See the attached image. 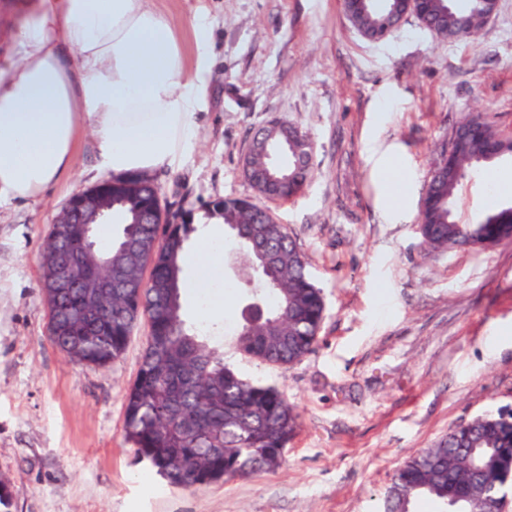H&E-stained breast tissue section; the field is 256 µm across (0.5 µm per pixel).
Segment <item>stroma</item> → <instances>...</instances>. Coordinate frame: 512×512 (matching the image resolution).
Segmentation results:
<instances>
[{
  "label": "stroma",
  "instance_id": "1",
  "mask_svg": "<svg viewBox=\"0 0 512 512\" xmlns=\"http://www.w3.org/2000/svg\"><path fill=\"white\" fill-rule=\"evenodd\" d=\"M184 32L203 15L213 57L198 136L153 181L167 210L201 216L217 197H250L241 159L272 120L312 139L304 191L269 202L309 261L325 315L314 350L288 366L234 349L244 283L182 290L189 320L242 375L300 415L275 471L183 488L159 476L125 431L147 326L103 367L71 362L49 340L40 256L70 195L111 178L81 145L71 177L35 201L0 205V512H376L395 471L459 424L512 406V242L425 252L419 213L430 173L462 116L480 112L512 138V0L470 41H436L415 19L364 38L343 0H159ZM394 152L405 177L391 211L376 168ZM479 173L460 185L468 224L512 203L486 201Z\"/></svg>",
  "mask_w": 512,
  "mask_h": 512
}]
</instances>
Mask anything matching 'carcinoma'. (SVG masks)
Wrapping results in <instances>:
<instances>
[{
  "instance_id": "1",
  "label": "carcinoma",
  "mask_w": 512,
  "mask_h": 512,
  "mask_svg": "<svg viewBox=\"0 0 512 512\" xmlns=\"http://www.w3.org/2000/svg\"><path fill=\"white\" fill-rule=\"evenodd\" d=\"M358 29L384 34L383 14L365 0H345ZM421 18L435 24L442 41L473 37L480 29L484 4L467 0L459 9L453 0H423ZM467 131L442 156L420 209V233L427 251L471 247L484 249L512 241V204L502 206L474 224H460L454 215L457 190L465 176L485 166L512 159V140L503 137L478 113L464 116ZM311 171L290 173L278 187L254 182L260 197L280 200L296 196ZM204 218L224 224V250L242 249L251 265L240 268L250 276L260 264L250 243L251 233H264L262 245L279 256V287L261 290L265 314L240 326L237 351L269 364L287 365L309 354L317 342L325 303L313 283L305 254L280 224L261 223L259 205L248 198H226L224 207L207 206ZM141 238L170 239L169 255L177 271L176 298L170 302L151 288H140L121 310H112V327L97 336L77 335L75 295L48 303L49 337L67 356L105 366L120 357L127 343L121 333L155 312L166 318L159 342L147 337L136 380L126 397L125 426L129 437L157 472L171 484L199 487L219 463L208 459L212 441L224 444V464L248 476L277 468L276 449L284 448L297 427V415L277 390L244 378L224 361V351L211 344L209 329L185 318L181 302L184 258L182 243L199 233V225L140 224ZM512 481V414L488 412L457 426L398 469L385 494L383 512L412 510L420 498L442 508L483 512L485 498L504 492Z\"/></svg>"
}]
</instances>
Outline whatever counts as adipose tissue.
I'll use <instances>...</instances> for the list:
<instances>
[{"label":"adipose tissue","mask_w":512,"mask_h":512,"mask_svg":"<svg viewBox=\"0 0 512 512\" xmlns=\"http://www.w3.org/2000/svg\"><path fill=\"white\" fill-rule=\"evenodd\" d=\"M0 54V202L40 198L90 142L119 178L172 166L194 137L207 54L188 64L157 0H16Z\"/></svg>","instance_id":"1"}]
</instances>
